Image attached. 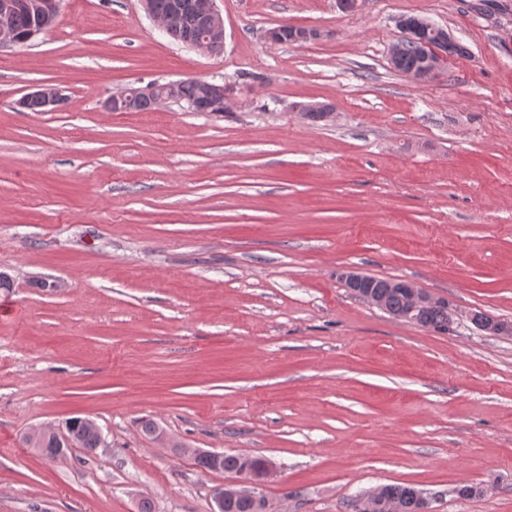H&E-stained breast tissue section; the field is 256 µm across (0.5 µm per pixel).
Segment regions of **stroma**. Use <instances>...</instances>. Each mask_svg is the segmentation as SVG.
I'll list each match as a JSON object with an SVG mask.
<instances>
[{
	"label": "stroma",
	"instance_id": "stroma-1",
	"mask_svg": "<svg viewBox=\"0 0 512 512\" xmlns=\"http://www.w3.org/2000/svg\"><path fill=\"white\" fill-rule=\"evenodd\" d=\"M477 2L216 0L206 55L139 0H61L49 32L0 49V512H211L234 477L194 448L270 460L268 512H348L393 483L434 512H512V333L467 319L512 325V0ZM404 16L466 54L427 82L396 71ZM283 22L327 36L270 43ZM188 76L224 83L230 111L104 107ZM38 84L59 111L18 107ZM308 102L337 115L309 123ZM345 267L448 299L454 324L393 317ZM73 417L99 427L95 455L23 444Z\"/></svg>",
	"mask_w": 512,
	"mask_h": 512
}]
</instances>
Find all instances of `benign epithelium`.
<instances>
[{
  "label": "benign epithelium",
  "mask_w": 512,
  "mask_h": 512,
  "mask_svg": "<svg viewBox=\"0 0 512 512\" xmlns=\"http://www.w3.org/2000/svg\"><path fill=\"white\" fill-rule=\"evenodd\" d=\"M59 5L60 0H0V48L23 45V41L16 36L9 23L10 16L19 7L25 6L37 13L44 21L42 30L45 31L52 26L58 16ZM198 21L204 34L200 40L191 45V48L207 54L217 53V49L224 45V19L215 8L214 0H198ZM398 26L403 31V37L391 45L389 58L398 57L408 43L416 48L424 59L421 69L413 76L416 81L435 76L447 60L448 54L457 48V42L448 31L427 17L419 16L413 21L404 17L398 21ZM136 91L159 105L176 99L177 84L161 86L157 83H149L136 88ZM31 98L40 100L44 111L53 112L64 101L65 95L62 94V90L54 86L37 85L20 99L19 106H25ZM401 287L407 289L413 312L430 305L449 304L448 299L432 296L412 283H403ZM273 473V464L266 462L263 479H268ZM261 480H241L217 490L212 512H224V492L226 491H232L239 496L257 495Z\"/></svg>",
  "instance_id": "7a95c632"
}]
</instances>
